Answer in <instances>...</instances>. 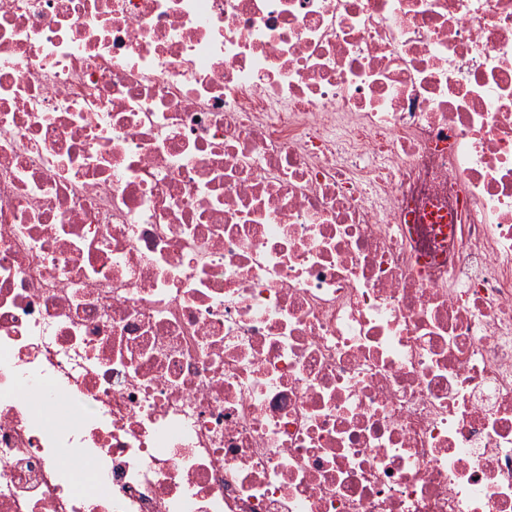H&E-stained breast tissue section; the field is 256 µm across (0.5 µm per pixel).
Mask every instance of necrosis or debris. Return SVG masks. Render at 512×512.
<instances>
[{
	"mask_svg": "<svg viewBox=\"0 0 512 512\" xmlns=\"http://www.w3.org/2000/svg\"><path fill=\"white\" fill-rule=\"evenodd\" d=\"M0 512H512V0H0Z\"/></svg>",
	"mask_w": 512,
	"mask_h": 512,
	"instance_id": "necrosis-or-debris-1",
	"label": "necrosis or debris"
}]
</instances>
